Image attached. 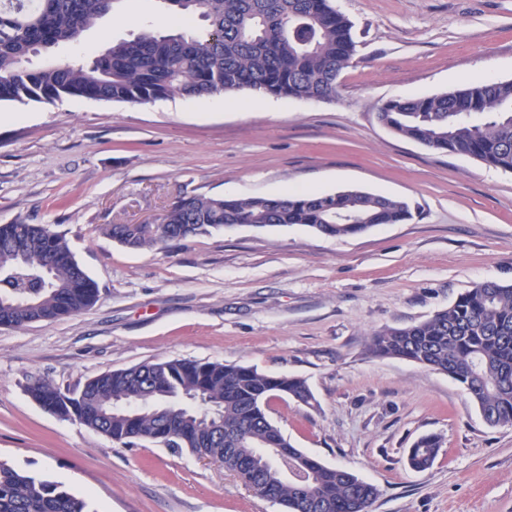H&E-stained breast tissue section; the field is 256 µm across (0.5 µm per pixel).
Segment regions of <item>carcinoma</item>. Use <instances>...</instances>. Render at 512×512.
<instances>
[{
  "label": "carcinoma",
  "instance_id": "carcinoma-1",
  "mask_svg": "<svg viewBox=\"0 0 512 512\" xmlns=\"http://www.w3.org/2000/svg\"><path fill=\"white\" fill-rule=\"evenodd\" d=\"M119 0H0V102L54 103L66 97L145 104L249 89L299 100L336 96L337 79L355 52L352 23L330 0H169L199 32L164 33L148 24L133 40L116 41L89 64L30 68L42 49L78 40ZM379 119L395 134L430 149L466 153L512 173V81H477L440 94L396 100ZM412 219L399 199L366 192L282 197L184 196L159 224H112L109 234L135 249L221 230L226 224H298L343 237L376 224ZM98 299L96 283L75 261L66 238L50 224H0V326L51 324L80 314ZM379 358L408 360L445 373L463 386L491 426H512V284L483 281L449 307L404 328L371 337ZM28 392L113 442L148 441L186 449L235 473L264 496L310 512L294 482L274 471L300 449L268 415L287 396L305 405L314 395L301 377L254 367L161 360L112 370L63 391L35 381ZM440 448L419 437L408 463L424 470ZM319 509L368 512L376 488L339 467L308 456ZM0 512H89L61 484L0 461Z\"/></svg>",
  "mask_w": 512,
  "mask_h": 512
}]
</instances>
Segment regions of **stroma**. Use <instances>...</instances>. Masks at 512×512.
Listing matches in <instances>:
<instances>
[{
	"instance_id": "35a3bbf8",
	"label": "stroma",
	"mask_w": 512,
	"mask_h": 512,
	"mask_svg": "<svg viewBox=\"0 0 512 512\" xmlns=\"http://www.w3.org/2000/svg\"><path fill=\"white\" fill-rule=\"evenodd\" d=\"M332 3L356 53L328 100L0 102V224L53 225L99 289L79 315L0 327V460L94 512H284L220 463L114 443L26 391L39 378L65 391L158 360L220 361L307 379L314 406L278 398L269 416L295 447L373 484L371 512H512V427L487 425L446 374L369 350L373 333L425 320L476 283H512V173L378 119L394 98L512 80V0ZM165 12L162 0H121L33 63L89 60ZM291 187L398 198L413 217L344 238L242 225L139 250L104 231L185 195ZM428 433L438 455L411 470L406 452Z\"/></svg>"
}]
</instances>
